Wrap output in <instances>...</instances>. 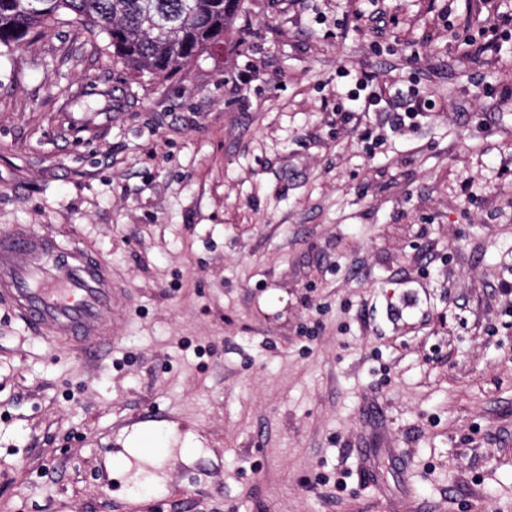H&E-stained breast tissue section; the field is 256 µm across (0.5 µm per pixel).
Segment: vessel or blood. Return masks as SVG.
<instances>
[{"instance_id":"obj_1","label":"vessel or blood","mask_w":512,"mask_h":512,"mask_svg":"<svg viewBox=\"0 0 512 512\" xmlns=\"http://www.w3.org/2000/svg\"><path fill=\"white\" fill-rule=\"evenodd\" d=\"M118 294L109 266L26 227L0 231V300L36 332L97 357L111 346Z\"/></svg>"}]
</instances>
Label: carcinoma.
<instances>
[{"label": "carcinoma", "mask_w": 512, "mask_h": 512, "mask_svg": "<svg viewBox=\"0 0 512 512\" xmlns=\"http://www.w3.org/2000/svg\"><path fill=\"white\" fill-rule=\"evenodd\" d=\"M239 0H0V49L11 51L63 14L99 30L131 74L166 78L224 42Z\"/></svg>", "instance_id": "1"}]
</instances>
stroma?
<instances>
[{
	"mask_svg": "<svg viewBox=\"0 0 512 512\" xmlns=\"http://www.w3.org/2000/svg\"><path fill=\"white\" fill-rule=\"evenodd\" d=\"M481 7L240 0L166 79L72 20L0 55V230L120 289L89 361L0 302V512H512V41L443 25Z\"/></svg>",
	"mask_w": 512,
	"mask_h": 512,
	"instance_id": "obj_1",
	"label": "stroma"
}]
</instances>
